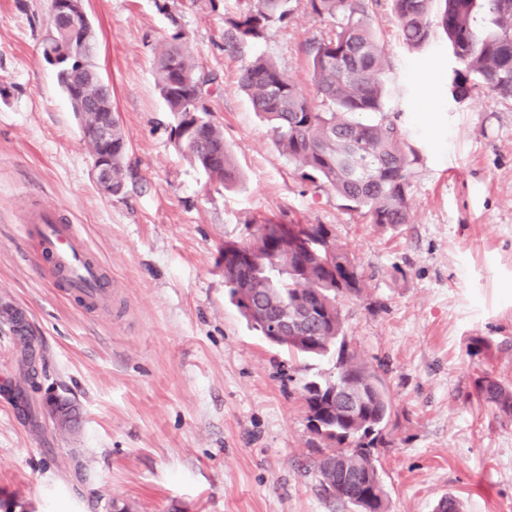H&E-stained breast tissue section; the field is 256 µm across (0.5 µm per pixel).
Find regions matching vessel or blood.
<instances>
[{"label":"vessel or blood","instance_id":"vessel-or-blood-1","mask_svg":"<svg viewBox=\"0 0 512 512\" xmlns=\"http://www.w3.org/2000/svg\"><path fill=\"white\" fill-rule=\"evenodd\" d=\"M26 231L51 257V275L59 288L84 311L95 312L117 300V284L97 259L76 225L62 223L52 212L35 214Z\"/></svg>","mask_w":512,"mask_h":512}]
</instances>
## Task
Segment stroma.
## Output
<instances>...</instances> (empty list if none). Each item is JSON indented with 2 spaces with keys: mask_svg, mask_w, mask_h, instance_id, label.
<instances>
[{
  "mask_svg": "<svg viewBox=\"0 0 512 512\" xmlns=\"http://www.w3.org/2000/svg\"><path fill=\"white\" fill-rule=\"evenodd\" d=\"M242 0H84L94 61L128 142L123 192L104 194L78 118L42 56L46 0H0V303L21 310L23 347L0 322V504L8 512H355L325 498L300 385L334 357H301L248 327L221 250L258 224H323L363 272L343 299L359 361L384 379L392 421L374 450L389 512H512V419L480 401L512 383V101L454 102L442 32L409 50L389 8L374 19L386 110L418 156L411 221L381 228L301 180L238 81L272 58L316 99L305 44L333 22L295 0L286 27L224 48ZM182 34L215 79L210 120L239 178L211 182L175 143L156 85L160 47ZM51 210L95 246L121 310L88 315L58 288L21 226ZM72 400L58 428L45 400Z\"/></svg>",
  "mask_w": 512,
  "mask_h": 512,
  "instance_id": "obj_1",
  "label": "stroma"
}]
</instances>
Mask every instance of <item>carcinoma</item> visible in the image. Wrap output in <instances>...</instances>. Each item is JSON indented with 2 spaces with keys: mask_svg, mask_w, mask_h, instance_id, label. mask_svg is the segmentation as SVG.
I'll return each mask as SVG.
<instances>
[{
  "mask_svg": "<svg viewBox=\"0 0 512 512\" xmlns=\"http://www.w3.org/2000/svg\"><path fill=\"white\" fill-rule=\"evenodd\" d=\"M404 44L427 45L440 29L458 67L450 80L454 100L461 102L482 89L512 100V53L502 40H512V0H387ZM382 0H306V8L333 27L308 43L311 78L320 104L311 102L273 61L255 57L243 70L240 88L254 111L270 124L277 149L302 179L332 190L342 207L356 211L380 227L410 223L411 168L416 154L403 128L385 112V58L371 17ZM290 0H248L247 9L226 20V45L240 48L288 23ZM69 56L72 45L49 28L42 53ZM74 76L56 73L84 127L98 113L113 108L112 87L97 80L93 55ZM156 80L167 109L175 118L174 134L184 137L181 150L212 181L237 179V169L224 144L223 131L208 118L205 104L214 78L196 64L182 36L174 35L157 54ZM112 195L125 186L127 141L112 122ZM295 248L280 247L275 233H258L241 244L235 265H224L231 300L252 310L246 318L260 335L270 323L304 319L302 334L310 344H286L307 357L336 356L331 380L305 381L302 396L311 431L327 452L317 462L323 496L350 504L357 512H388L387 493L372 448L383 439L393 410L378 371L357 359L345 333L341 300L365 288L364 276L349 254L322 224H290L284 228ZM478 396L512 417V387L485 376Z\"/></svg>",
  "mask_w": 512,
  "mask_h": 512,
  "instance_id": "obj_1",
  "label": "carcinoma"
}]
</instances>
